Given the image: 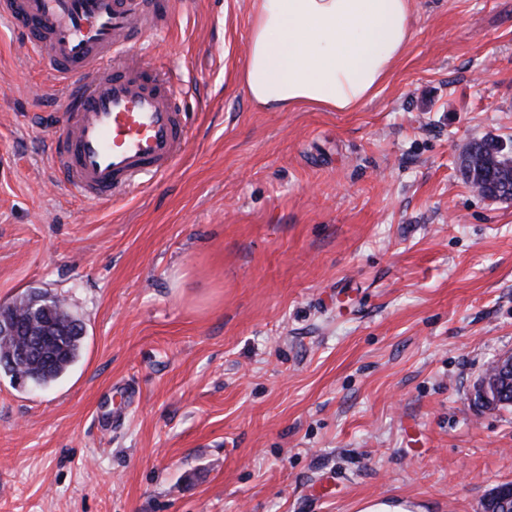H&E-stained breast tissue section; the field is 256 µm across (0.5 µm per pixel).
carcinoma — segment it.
<instances>
[{"label": "carcinoma", "instance_id": "cac0c4a2", "mask_svg": "<svg viewBox=\"0 0 512 512\" xmlns=\"http://www.w3.org/2000/svg\"><path fill=\"white\" fill-rule=\"evenodd\" d=\"M461 171L478 188L488 174L512 183V150L492 138L474 140ZM45 303V294L30 293L0 306V316L18 327L17 333L0 337V368L14 381L23 380L35 388L53 385L74 367L85 335L82 321L59 302L42 310L41 317H31L32 305Z\"/></svg>", "mask_w": 512, "mask_h": 512}]
</instances>
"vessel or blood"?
Masks as SVG:
<instances>
[{
	"mask_svg": "<svg viewBox=\"0 0 512 512\" xmlns=\"http://www.w3.org/2000/svg\"><path fill=\"white\" fill-rule=\"evenodd\" d=\"M166 10V0H0V16L26 33L62 88L50 134L53 176L97 204L138 175L172 170L185 150L171 80L138 57L114 60Z\"/></svg>",
	"mask_w": 512,
	"mask_h": 512,
	"instance_id": "b4317fda",
	"label": "vessel or blood"
}]
</instances>
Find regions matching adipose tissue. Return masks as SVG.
Returning a JSON list of instances; mask_svg holds the SVG:
<instances>
[{
  "label": "adipose tissue",
  "mask_w": 512,
  "mask_h": 512,
  "mask_svg": "<svg viewBox=\"0 0 512 512\" xmlns=\"http://www.w3.org/2000/svg\"><path fill=\"white\" fill-rule=\"evenodd\" d=\"M239 81L266 112H353L385 84L413 36L410 0H255Z\"/></svg>",
  "instance_id": "obj_1"
}]
</instances>
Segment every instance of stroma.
Wrapping results in <instances>:
<instances>
[{
  "mask_svg": "<svg viewBox=\"0 0 512 512\" xmlns=\"http://www.w3.org/2000/svg\"><path fill=\"white\" fill-rule=\"evenodd\" d=\"M407 52L355 112H262L238 76L255 0H170L176 169L110 205L57 185L58 92L0 16V305L65 299L84 355L0 369V512H481L512 483V201L460 171L512 141V0H412ZM495 370L483 377L477 387L479 400L490 406H500L506 403L505 396L508 388L512 390V354L499 356L494 362Z\"/></svg>",
  "mask_w": 512,
  "mask_h": 512,
  "instance_id": "stroma-1",
  "label": "stroma"
}]
</instances>
